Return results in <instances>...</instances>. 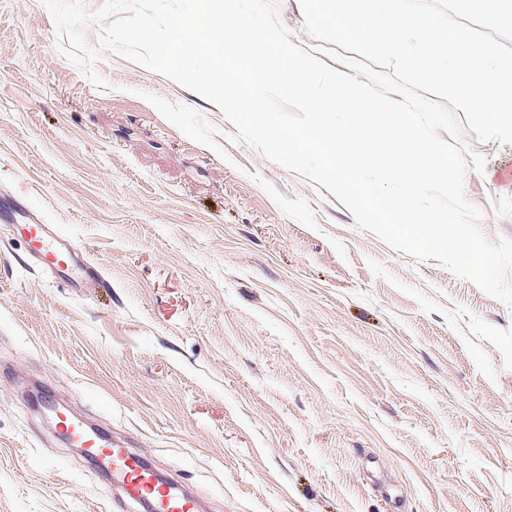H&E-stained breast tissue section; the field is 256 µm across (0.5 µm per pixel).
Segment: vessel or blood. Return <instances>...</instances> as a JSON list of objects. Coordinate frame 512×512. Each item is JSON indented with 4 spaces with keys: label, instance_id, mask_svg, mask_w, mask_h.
<instances>
[{
    "label": "vessel or blood",
    "instance_id": "obj_1",
    "mask_svg": "<svg viewBox=\"0 0 512 512\" xmlns=\"http://www.w3.org/2000/svg\"><path fill=\"white\" fill-rule=\"evenodd\" d=\"M0 220L10 224L14 234L30 245L40 268L74 288H89L98 279L97 269L83 252L38 214L12 199H0ZM43 411L52 415L57 433L70 445L85 449L88 457L116 488L122 499L150 512H203L202 500L185 486L163 476L134 449L117 442L104 431L87 424L57 406L41 400Z\"/></svg>",
    "mask_w": 512,
    "mask_h": 512
}]
</instances>
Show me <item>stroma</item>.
<instances>
[{
  "label": "stroma",
  "mask_w": 512,
  "mask_h": 512,
  "mask_svg": "<svg viewBox=\"0 0 512 512\" xmlns=\"http://www.w3.org/2000/svg\"><path fill=\"white\" fill-rule=\"evenodd\" d=\"M95 87L41 0H0V512H140L27 404L40 385L209 512H512V306L389 247L220 109L112 52ZM464 194L512 238V143L462 131ZM0 220L10 224L14 234L30 245L39 264L46 272L66 281L73 288H92L98 270L83 252L49 224H43L38 214L12 199H0Z\"/></svg>",
  "instance_id": "stroma-1"
}]
</instances>
